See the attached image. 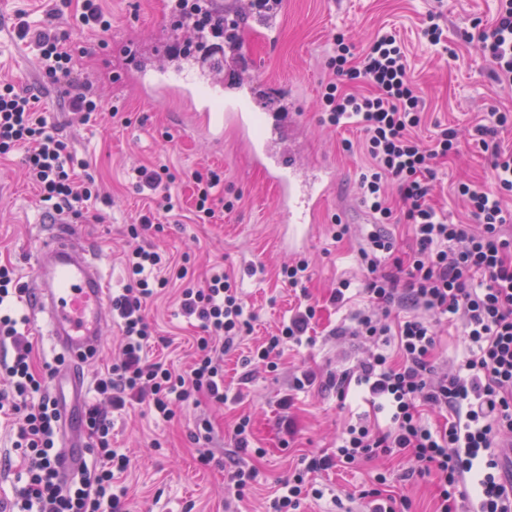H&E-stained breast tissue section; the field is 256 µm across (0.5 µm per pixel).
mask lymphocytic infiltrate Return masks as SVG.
Listing matches in <instances>:
<instances>
[{
    "label": "lymphocytic infiltrate",
    "instance_id": "obj_1",
    "mask_svg": "<svg viewBox=\"0 0 512 512\" xmlns=\"http://www.w3.org/2000/svg\"><path fill=\"white\" fill-rule=\"evenodd\" d=\"M177 27L191 33L210 29L224 32L223 17L213 15L203 0H177ZM50 14L58 27L39 29L18 22L15 34L37 50V64L46 84L61 88L69 112L90 120L104 108L98 87L76 67L71 36L76 32L107 34L112 17L99 0H57ZM466 42L491 67L493 79L512 86V0H500L490 24L474 23ZM331 73L321 96V121L343 129L358 127L360 144L342 140L344 152L362 150L367 165L361 173L362 202L379 226L365 235L357 261L365 272L366 312L356 315V335L376 348L355 368L330 375L338 391L350 384L363 387L367 401L387 412L389 423L365 418L347 424L335 447L307 454L268 500L265 512H300L308 499L322 498L316 478L338 467L351 468L379 454L409 456L414 474H431L438 492L436 512H512V472L504 466L512 447V211L501 198L512 195V149H503L498 133L512 127L511 112H488L470 131L472 142L487 153L494 187L484 190L461 185L474 218L453 224L427 204L438 160L456 153L458 134L443 128L430 141L417 134L426 104L409 76L401 41L387 31L364 49L356 50L345 32L334 34L327 58ZM39 96L0 83V159L19 156L41 202L58 212L85 217L100 189L88 160L79 158L69 143L50 126L38 108ZM196 213L206 224L217 212L238 206L239 197L218 192L224 175L215 170L194 172ZM138 192L160 194L163 213L173 209L170 186L174 174L164 164L138 166L132 172ZM395 188L402 203L394 211L387 202ZM409 224L414 249L398 254L394 239L382 225ZM155 217L141 215L127 233L136 245L124 255L127 282L112 298V316L121 331L120 352L95 379V398L85 410L90 464L69 485L58 480L61 458L56 448V403L49 393L48 373L37 372L33 344L24 330L25 317L15 304L26 294L10 265L0 264V346L12 357L0 363L6 388L0 389V415L16 429L13 448L20 465L18 486L8 512H126L128 489L121 481L129 459L112 445L110 412L131 403H148L158 417L170 420L172 406L201 395L226 403L224 356L249 332L255 319L236 280L223 266L210 270L202 285L180 293L184 317L197 322L198 353L187 370L177 372L149 360L147 350L154 327L142 314L144 304L168 281L156 277L161 255L141 239L154 227ZM400 311L396 325L383 322L382 313ZM318 309L302 303L247 355L249 365L277 370L285 346L312 343ZM459 321L464 349L451 368L432 360L443 320ZM395 335L396 352L387 354L379 343ZM444 414V423L430 424L426 412ZM248 418L233 428L225 488L243 501L256 484Z\"/></svg>",
    "mask_w": 512,
    "mask_h": 512
}]
</instances>
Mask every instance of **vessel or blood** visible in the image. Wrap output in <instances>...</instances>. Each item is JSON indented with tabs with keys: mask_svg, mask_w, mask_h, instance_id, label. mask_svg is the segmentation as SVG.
<instances>
[{
	"mask_svg": "<svg viewBox=\"0 0 512 512\" xmlns=\"http://www.w3.org/2000/svg\"><path fill=\"white\" fill-rule=\"evenodd\" d=\"M283 15L276 12L245 19L239 27L243 42L257 40L273 45L282 28ZM146 84L148 94L182 97L199 112L205 130L221 138L225 123H233L246 135L245 145L255 166L265 171L278 189V202L289 230V244H297L296 229L307 223L323 200L333 176L321 170L306 177L297 166L298 150L286 143L287 114H279L263 129H255L253 115L242 105L258 93L250 72H242L237 95L224 94V55L216 53L212 66L189 77H174L162 62H155ZM45 234L35 255V272L26 301L31 316L41 324L55 349L65 358V368L53 383V394L63 420L62 479H70L86 459V439L76 422L88 396L84 365L97 353L105 323L109 283L94 250L66 218L45 217Z\"/></svg>",
	"mask_w": 512,
	"mask_h": 512,
	"instance_id": "1",
	"label": "vessel or blood"
}]
</instances>
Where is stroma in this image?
<instances>
[{
	"instance_id": "1",
	"label": "stroma",
	"mask_w": 512,
	"mask_h": 512,
	"mask_svg": "<svg viewBox=\"0 0 512 512\" xmlns=\"http://www.w3.org/2000/svg\"><path fill=\"white\" fill-rule=\"evenodd\" d=\"M498 5L499 0H448V46L441 49L420 37L435 0H286L276 48L268 50L257 43L248 48L261 61L256 78L270 85L252 106L254 111L272 113L278 111L282 93L294 94L300 164L309 170L327 166L335 174L322 207L305 226L303 244L296 248L284 237L273 187L253 165L238 134L228 127L222 140H211L182 100L144 95L142 69L148 61L144 51L169 44L175 33L172 18L161 11V0H103L104 10L112 16L108 48H100L92 33L75 36L80 73L99 85L107 103L123 106L131 123H113L106 111L85 124L72 121L56 88L43 92L40 106L78 156L89 160L102 186L103 200L91 204L94 219L80 222L78 229L98 251L112 289L126 283L123 254L131 244L126 228L152 205L129 188L131 168L166 163L176 177L172 196L184 215L193 208L190 174L219 169L225 192L240 194L239 207L211 224L165 225L148 242L175 259L190 254L189 277L195 283L203 280L212 263L223 262L256 315L243 345L224 358V381L232 395L226 405L204 399L178 407L169 422L144 403L113 415L112 444L130 458L125 475L128 512H225L224 474L199 464L189 438L195 421L202 418L212 424L211 446L218 454L232 448L235 422L243 416L251 419V444L263 454L255 460L260 477L247 512H264L266 498L287 478L298 455L334 445L351 411L341 407L335 388L324 385L323 378L352 367L364 350L352 334L353 316L363 306L358 290L364 279L355 252L374 218L360 202L359 177L365 159L343 154L339 148L342 139H360V129L336 131L320 123L318 100L328 77L330 39L343 29L363 45L384 30L396 32L410 60L411 78L429 106L419 131L428 140L440 127L464 132L491 110L512 112V88L494 83L486 64L462 38L472 21L491 22ZM50 7L49 0H0V79L23 89L36 85L35 52L16 38L14 21L21 13L31 25H43ZM460 182L492 186L485 155L476 145H463L458 155L439 164L429 199L449 222L468 224L472 218L455 192ZM45 213L19 159L0 160V263H11L24 284L34 270L39 221ZM336 218L350 227L348 236L340 240L332 232ZM301 257L311 263L308 295L321 307L314 346L285 349L274 372L243 366L249 346L274 331L298 304V295L281 283L278 272ZM343 279L351 281L357 294L339 307L330 303L329 295ZM144 315L162 338L149 349V358L185 368L194 354L198 329L179 316L176 288L165 289L148 302ZM303 368L316 371L320 380L292 392L293 377ZM290 393L294 405L282 409L279 401ZM287 415L293 417L297 430L296 442L288 449L282 445L286 434L280 425ZM407 466L400 457L382 456L354 469L339 468L319 476L324 496L304 504L302 512H368L359 492L370 475L386 469L398 473Z\"/></svg>"
}]
</instances>
